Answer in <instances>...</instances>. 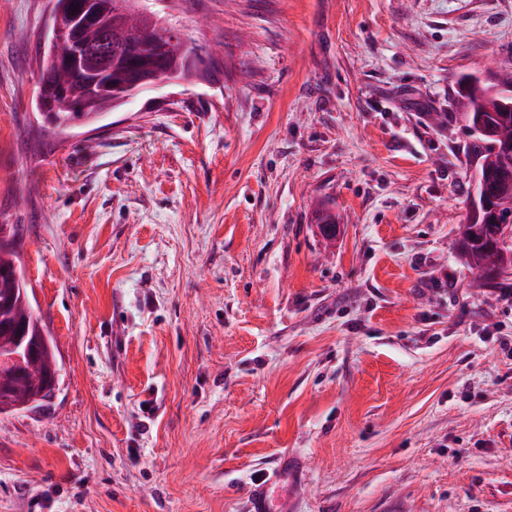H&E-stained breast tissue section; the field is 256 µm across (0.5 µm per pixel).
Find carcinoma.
I'll use <instances>...</instances> for the list:
<instances>
[{
    "mask_svg": "<svg viewBox=\"0 0 512 512\" xmlns=\"http://www.w3.org/2000/svg\"><path fill=\"white\" fill-rule=\"evenodd\" d=\"M127 0H112L111 25L114 32L144 33L145 40L167 47V58L160 59L144 52L133 55L118 44L112 45V59L101 71L107 96L121 98L128 82L132 65L136 61L163 68L176 63L181 54H189L187 42L180 33L158 15H147L126 5ZM62 28L79 27L86 17L87 0H57ZM41 75L65 72L67 86L60 92L37 100V110L44 126L52 131L66 129L78 122L90 125L94 122L95 104L89 82L79 65L71 64L63 56H54L52 48L43 51ZM458 108L473 132L469 151L476 160L477 173H488L498 179L512 176V97L501 95L494 86L477 79L470 80L457 101ZM512 190H495L487 199V205L469 215L467 223L458 233L457 246L461 258L477 271L473 287L489 290L497 287L499 280L512 276ZM28 288L21 272L19 253L15 249L0 248V350L8 351L16 344L19 329L27 328L35 334L42 327L41 320L28 305ZM10 385L9 398L14 402L32 399L35 387L19 383L5 375Z\"/></svg>",
    "mask_w": 512,
    "mask_h": 512,
    "instance_id": "1",
    "label": "carcinoma"
}]
</instances>
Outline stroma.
<instances>
[{"label":"stroma","mask_w":512,"mask_h":512,"mask_svg":"<svg viewBox=\"0 0 512 512\" xmlns=\"http://www.w3.org/2000/svg\"><path fill=\"white\" fill-rule=\"evenodd\" d=\"M146 5L204 70L51 136V0H0V222L60 367L0 415V512H248L281 465L295 512H512V299L456 250L454 106L512 0Z\"/></svg>","instance_id":"1"}]
</instances>
